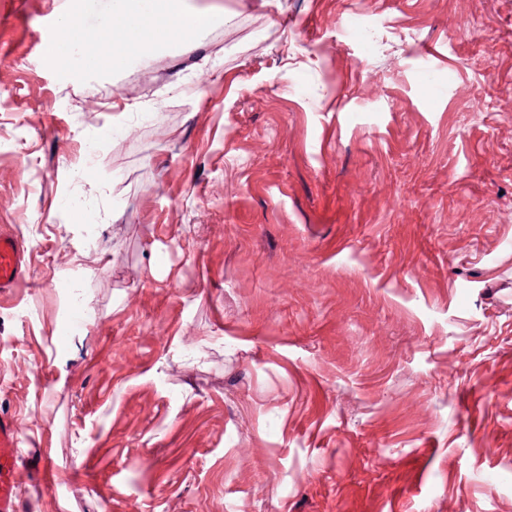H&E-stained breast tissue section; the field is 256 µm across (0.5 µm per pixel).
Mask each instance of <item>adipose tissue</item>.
Returning <instances> with one entry per match:
<instances>
[{
    "instance_id": "1",
    "label": "adipose tissue",
    "mask_w": 512,
    "mask_h": 512,
    "mask_svg": "<svg viewBox=\"0 0 512 512\" xmlns=\"http://www.w3.org/2000/svg\"><path fill=\"white\" fill-rule=\"evenodd\" d=\"M212 22L209 12L183 6L182 0H111L98 26L95 40H88L74 16L61 15L58 42L65 53L89 56L90 42H97L112 67L125 66L132 49L143 47L156 24L190 36Z\"/></svg>"
}]
</instances>
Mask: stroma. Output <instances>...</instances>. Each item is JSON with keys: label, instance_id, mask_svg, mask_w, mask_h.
Returning a JSON list of instances; mask_svg holds the SVG:
<instances>
[{"label": "stroma", "instance_id": "stroma-1", "mask_svg": "<svg viewBox=\"0 0 512 512\" xmlns=\"http://www.w3.org/2000/svg\"><path fill=\"white\" fill-rule=\"evenodd\" d=\"M187 4L0 0L24 512H512V0ZM109 10L99 23L97 42L103 56L114 68L126 65L132 49L141 48L157 23L183 35H193L212 22L208 11L183 6V0H110ZM119 20V26L114 21ZM112 45V51L110 49ZM57 32L58 43L62 45L65 53L71 56L75 50H79L81 54L79 64L85 67L86 58L93 53L89 51V40L75 17L67 14L61 15L58 21Z\"/></svg>", "mask_w": 512, "mask_h": 512}]
</instances>
